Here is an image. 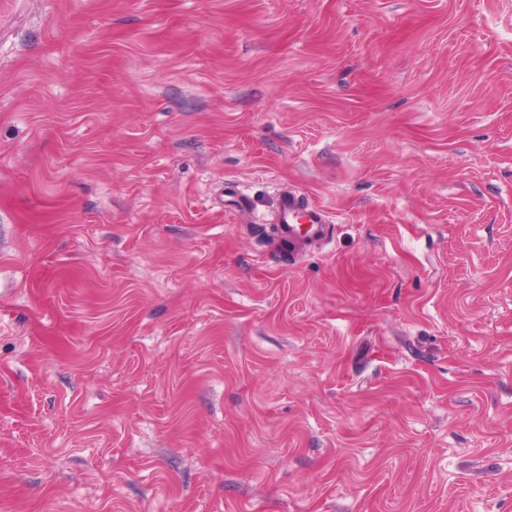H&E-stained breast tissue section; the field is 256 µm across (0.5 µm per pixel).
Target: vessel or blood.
Segmentation results:
<instances>
[{
  "label": "vessel or blood",
  "mask_w": 512,
  "mask_h": 512,
  "mask_svg": "<svg viewBox=\"0 0 512 512\" xmlns=\"http://www.w3.org/2000/svg\"><path fill=\"white\" fill-rule=\"evenodd\" d=\"M271 229L279 254L291 260L331 237L326 211L291 192L279 198Z\"/></svg>",
  "instance_id": "1"
}]
</instances>
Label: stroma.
Here are the masks:
<instances>
[{
    "mask_svg": "<svg viewBox=\"0 0 512 512\" xmlns=\"http://www.w3.org/2000/svg\"><path fill=\"white\" fill-rule=\"evenodd\" d=\"M0 512H512V0H0ZM273 223L270 228L277 250L288 260L295 261L312 247L327 244L331 237L327 212L291 192L279 198Z\"/></svg>",
    "mask_w": 512,
    "mask_h": 512,
    "instance_id": "35a3bbf8",
    "label": "stroma"
}]
</instances>
